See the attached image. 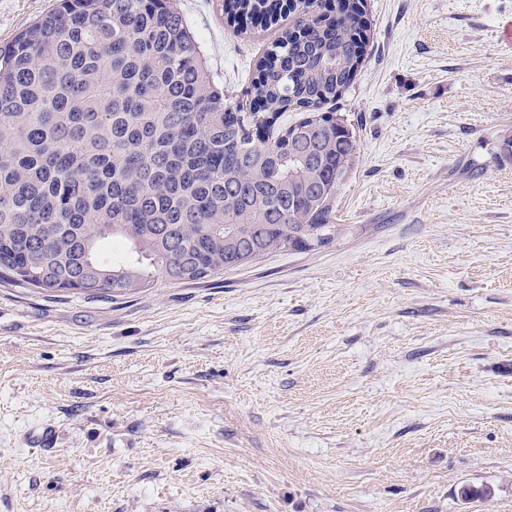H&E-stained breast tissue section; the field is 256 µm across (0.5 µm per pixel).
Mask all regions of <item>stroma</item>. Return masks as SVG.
Segmentation results:
<instances>
[{
	"label": "stroma",
	"instance_id": "35a3bbf8",
	"mask_svg": "<svg viewBox=\"0 0 512 512\" xmlns=\"http://www.w3.org/2000/svg\"><path fill=\"white\" fill-rule=\"evenodd\" d=\"M55 2L0 0V45ZM223 2L175 0L244 101L281 28ZM365 14L325 106L359 148L333 243L126 294L0 286V512H512V0Z\"/></svg>",
	"mask_w": 512,
	"mask_h": 512
}]
</instances>
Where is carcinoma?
I'll return each instance as SVG.
<instances>
[{"label": "carcinoma", "mask_w": 512, "mask_h": 512, "mask_svg": "<svg viewBox=\"0 0 512 512\" xmlns=\"http://www.w3.org/2000/svg\"><path fill=\"white\" fill-rule=\"evenodd\" d=\"M315 6L226 11L240 29L299 15L259 62L247 107L214 82L174 0H59L0 46V285L127 293L331 244L357 140L322 108L362 64L367 22L363 0ZM291 108L296 121L279 123ZM109 238L126 261L99 255ZM494 495L457 491L464 504Z\"/></svg>", "instance_id": "obj_1"}]
</instances>
